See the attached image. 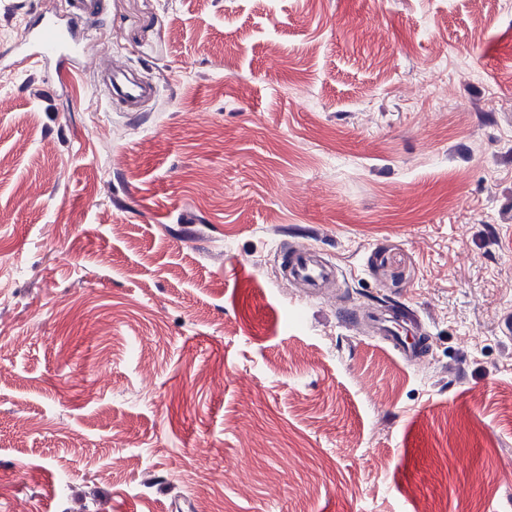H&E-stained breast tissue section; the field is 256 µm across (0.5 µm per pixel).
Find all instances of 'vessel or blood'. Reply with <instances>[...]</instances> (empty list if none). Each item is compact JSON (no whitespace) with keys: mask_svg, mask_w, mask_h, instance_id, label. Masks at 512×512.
Returning <instances> with one entry per match:
<instances>
[{"mask_svg":"<svg viewBox=\"0 0 512 512\" xmlns=\"http://www.w3.org/2000/svg\"><path fill=\"white\" fill-rule=\"evenodd\" d=\"M101 0H76L74 10L68 17L44 13L34 34V54L43 64L58 68L73 67L83 62L89 53V46L79 25L81 19L97 17ZM107 99H121L130 109L153 94L150 86L143 84L124 72H101L98 79ZM280 266L289 280L305 287L316 288L334 276L332 267L321 264L311 248L291 246L281 256ZM394 317L384 313L376 315L374 326L385 336L387 344L404 359L415 358L421 349L420 343H405L393 327Z\"/></svg>","mask_w":512,"mask_h":512,"instance_id":"obj_1","label":"vessel or blood"}]
</instances>
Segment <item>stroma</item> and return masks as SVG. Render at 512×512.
Masks as SVG:
<instances>
[{
	"instance_id": "1",
	"label": "stroma",
	"mask_w": 512,
	"mask_h": 512,
	"mask_svg": "<svg viewBox=\"0 0 512 512\" xmlns=\"http://www.w3.org/2000/svg\"><path fill=\"white\" fill-rule=\"evenodd\" d=\"M70 2L0 0V512H512V0H102L29 71ZM101 0H77L74 11L66 18L50 12L42 14L34 34L32 52L45 65L55 69L74 67L83 62L89 53V44L79 21L98 16ZM99 86L103 89L110 103L118 98L136 112L138 105L153 95V89L124 72L104 71L98 76ZM280 267L288 279L306 288H319L335 274L332 267L321 264L308 246L287 247L281 256ZM375 329L381 335L385 336L386 343L397 351L404 359L411 361L415 358L421 349L419 342L406 344L401 336H398L397 331L393 327L394 316L392 314L384 313L374 316Z\"/></svg>"
}]
</instances>
